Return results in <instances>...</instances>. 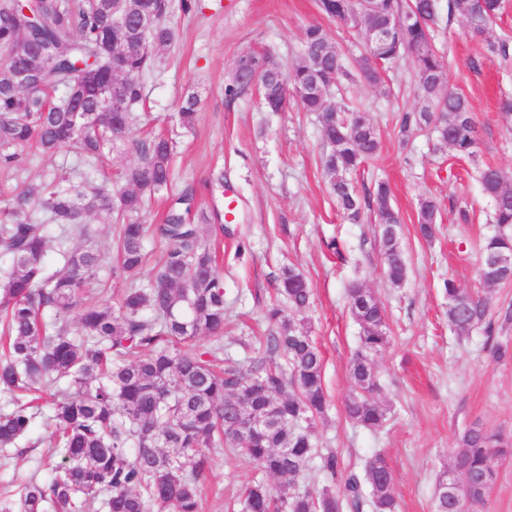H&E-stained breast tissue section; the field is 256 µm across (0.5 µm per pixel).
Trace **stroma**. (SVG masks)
<instances>
[{
  "label": "stroma",
  "mask_w": 512,
  "mask_h": 512,
  "mask_svg": "<svg viewBox=\"0 0 512 512\" xmlns=\"http://www.w3.org/2000/svg\"><path fill=\"white\" fill-rule=\"evenodd\" d=\"M312 24L327 32L350 67L366 55L363 32L327 18L317 0H199L198 11L175 14V41L158 52L157 68L146 80L148 102L131 136L175 134L176 188L195 187L204 208L226 198L235 203V222L205 233L219 254L224 343L233 357L244 356L239 339L268 335L265 312L282 301L277 288L283 268L297 269L312 288L310 306L295 319L309 328L323 353L329 406L314 424L315 455L299 485L319 490L331 484L322 469L328 453L336 454L341 471L360 475L380 453L394 474L396 512H434L436 480L452 466L468 428L479 424L512 440V360H495L492 353L497 343L512 347V322L499 318L500 310L512 305V283L487 286L480 280V242L492 205L475 172L476 166L492 165L512 180V116L501 108L502 100L512 97V58L490 55L458 17L441 21L435 33L446 86L468 99L479 125L472 161L439 147L434 134L402 136V113L419 104L411 57L393 64L385 84L357 77L344 95L332 97L336 106L362 104L380 134L379 156L361 167L355 181L370 189L384 181L391 188L408 267L406 281L397 287L384 274L373 213L351 222L328 193L315 115L293 105L280 113L263 111L253 87L231 101L224 94L243 55L265 50L282 68L298 64L304 30ZM192 92L200 99L196 121L182 129L177 112ZM217 171L224 174L227 195L205 187ZM428 195L440 205L438 232L430 241L417 233L418 202ZM462 206L470 223L456 220ZM88 223L101 254L100 298L118 304L126 284L112 275L114 226L100 216ZM334 239L344 260L326 247ZM449 279L463 291L489 297L493 336L480 327L463 338L453 335L444 293ZM354 282L374 293L388 313L390 344L376 359V398L386 420L376 431L345 415L354 393L349 361L359 336L348 302ZM52 413L51 403H44L29 435L17 447L0 450V505L17 503L27 481L50 482ZM206 456L202 512H242L243 488L264 480V473L225 448L207 450Z\"/></svg>",
  "instance_id": "obj_1"
}]
</instances>
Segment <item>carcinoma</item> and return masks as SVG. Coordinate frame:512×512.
Masks as SVG:
<instances>
[{
    "label": "carcinoma",
    "mask_w": 512,
    "mask_h": 512,
    "mask_svg": "<svg viewBox=\"0 0 512 512\" xmlns=\"http://www.w3.org/2000/svg\"><path fill=\"white\" fill-rule=\"evenodd\" d=\"M195 0H0V171L20 179V190L0 206V257L9 266L0 274V390L13 407L0 412V447L16 444L28 433L33 413L28 397L67 382L73 396L55 401L54 453L61 457L47 486L27 483L18 512H82L85 501L102 498L104 512H199L200 477L205 460L186 470L183 458L199 448L231 449L279 480L246 487V512H342L369 505L373 512H394L395 481L386 456L374 455L364 477L339 476L336 456L323 468L339 479L340 490L296 487L314 453L311 424L324 414L323 357L308 329L274 306L267 318L275 326L260 343L262 353L249 368L224 349V288L216 255L204 240L203 225L224 228V211L196 209L195 190L168 197L159 224H144L139 214L146 197L169 191L174 179L175 141L164 135L130 140L138 160L122 173L124 186L112 179L95 182V165L127 139L145 105V78L152 74V48L175 40L170 18L187 14ZM321 11L336 22L361 30L378 29L400 18L387 37L359 63L368 82L381 81L386 65L403 54L413 57L419 100L435 104L406 112L401 133L429 128L440 144L472 158L479 130L465 96L444 90L445 73L433 46L440 18L435 0H374L366 8L355 0H319ZM502 0H448L447 15L460 16L483 30L491 53L506 59L509 43L494 36L493 22ZM265 55L239 60L242 79L226 88L234 97L259 76L262 104L268 112L288 107L290 87L304 112L319 114L326 151L319 163L330 195L352 221L368 209L378 218L385 273L394 286L407 277L400 244L401 218L388 186L361 195L352 175L380 151L379 133L358 107L336 109L327 90L354 79L342 54L317 25L306 28L303 59L285 73ZM198 100L187 97L180 124L192 126ZM52 157L62 150L75 163L31 174V151ZM484 195L493 207L492 230L480 248L479 277L487 285L512 283V276L488 279V259L512 257V185L493 166L478 171ZM120 220L112 274L126 282L114 309L91 304L87 288L98 281L100 255L88 217ZM439 206L430 197L418 203V233L436 232ZM60 229L62 266L50 274L45 262L42 225ZM166 245L148 284L141 283L145 242ZM81 244L66 247L70 240ZM448 324L457 336L479 325L493 335L484 298L445 282ZM279 292L288 309L310 304L305 276L291 268L282 273ZM357 321L359 348L349 368L357 394L346 402L348 417L372 430L385 421L376 402L375 357L390 343L383 304L361 284L348 289ZM77 327L71 333L68 323ZM207 336L203 350L198 338ZM457 465L466 473L455 494L435 488V512H454L456 503L485 504L498 478L499 460L512 455L501 435L474 425L463 435Z\"/></svg>",
    "instance_id": "cac0c4a2"
}]
</instances>
